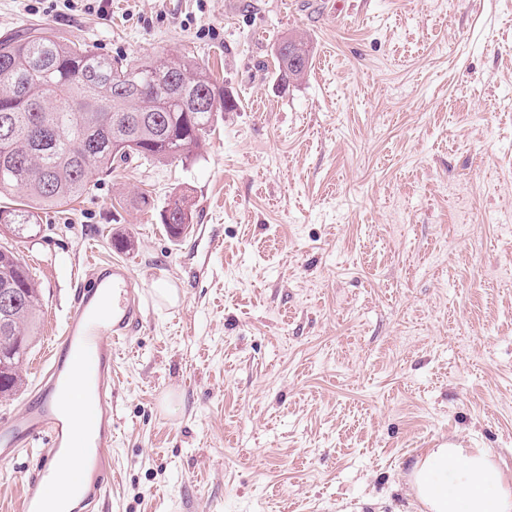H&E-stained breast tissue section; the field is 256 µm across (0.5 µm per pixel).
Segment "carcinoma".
Segmentation results:
<instances>
[{
	"label": "carcinoma",
	"mask_w": 512,
	"mask_h": 512,
	"mask_svg": "<svg viewBox=\"0 0 512 512\" xmlns=\"http://www.w3.org/2000/svg\"><path fill=\"white\" fill-rule=\"evenodd\" d=\"M237 105L216 77L195 60L161 53L140 64L113 60L47 28L0 36V226L13 235L40 214L69 205L96 173L136 158L152 163L198 155L214 117ZM136 145L135 153L118 145ZM162 223L179 240L193 221L182 195L169 199ZM16 295L0 318V396L23 382L21 367L37 334L40 297L32 272L12 248H0V289Z\"/></svg>",
	"instance_id": "obj_1"
}]
</instances>
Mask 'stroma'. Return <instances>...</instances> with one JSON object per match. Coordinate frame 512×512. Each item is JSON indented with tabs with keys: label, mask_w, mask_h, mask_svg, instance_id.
Instances as JSON below:
<instances>
[{
	"label": "stroma",
	"mask_w": 512,
	"mask_h": 512,
	"mask_svg": "<svg viewBox=\"0 0 512 512\" xmlns=\"http://www.w3.org/2000/svg\"><path fill=\"white\" fill-rule=\"evenodd\" d=\"M30 26L195 57L239 106L193 160H131L0 234L42 303L0 429L93 246L149 300L116 360L109 512H424L404 475L448 440L512 486V0H0V33ZM291 35L312 65L284 90ZM39 462L0 463V512ZM283 43H289L292 46H299V50L305 55L307 58L306 65L304 70L299 74L295 79L290 80L288 78L289 72L297 73L300 69L303 68L304 65V57L301 56L298 52L293 53L290 57H288V45L283 48L282 51V43H278L275 53L277 57L278 63V71H279V81L282 89H288V86L291 82L298 81L305 74L308 64H309V50L307 43L302 38H297L294 36H289L287 40L283 41ZM282 51V52H281ZM281 53V54H280ZM162 224H165L167 233L174 239L179 240L186 236L189 224H192L193 216L185 197L175 195L169 199L163 213L161 214Z\"/></svg>",
	"instance_id": "obj_1"
}]
</instances>
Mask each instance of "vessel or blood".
Listing matches in <instances>:
<instances>
[{"instance_id": "vessel-or-blood-1", "label": "vessel or blood", "mask_w": 512, "mask_h": 512, "mask_svg": "<svg viewBox=\"0 0 512 512\" xmlns=\"http://www.w3.org/2000/svg\"><path fill=\"white\" fill-rule=\"evenodd\" d=\"M89 276L74 290L58 339L42 365L35 395L23 413L0 430V461L45 441L42 463L22 481L21 512H53L45 497L58 460L79 464L62 495L72 512H101L112 486V371L121 344L139 326L145 289L121 260L89 259ZM82 394L79 419L66 417L59 398Z\"/></svg>"}]
</instances>
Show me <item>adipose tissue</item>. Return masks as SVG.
<instances>
[{
  "label": "adipose tissue",
  "mask_w": 512,
  "mask_h": 512,
  "mask_svg": "<svg viewBox=\"0 0 512 512\" xmlns=\"http://www.w3.org/2000/svg\"><path fill=\"white\" fill-rule=\"evenodd\" d=\"M410 478L426 512H512V486L490 449L440 443L417 459Z\"/></svg>",
  "instance_id": "1"
}]
</instances>
